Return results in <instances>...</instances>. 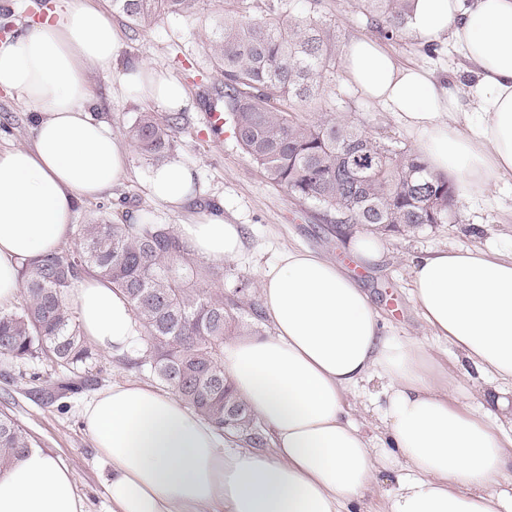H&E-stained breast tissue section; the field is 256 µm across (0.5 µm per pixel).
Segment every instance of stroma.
<instances>
[{
    "label": "stroma",
    "mask_w": 512,
    "mask_h": 512,
    "mask_svg": "<svg viewBox=\"0 0 512 512\" xmlns=\"http://www.w3.org/2000/svg\"><path fill=\"white\" fill-rule=\"evenodd\" d=\"M317 9L335 22L341 44L358 38H376L375 32L367 27L357 0H318ZM223 16L224 0H204L194 14L164 15L145 28L116 17L126 56L170 74L188 93L190 105L181 112V131L172 157L192 171L195 196L175 212L151 199L147 181L153 165L133 148L129 151L127 177L104 197L77 203L75 221L87 223L102 211L120 214L139 209L153 221L175 227L223 205L225 219L242 229L244 249L238 257L224 261V277L218 286L230 297L241 283H248L242 298V314L247 317L251 314L250 302L259 297L263 269L276 262L282 252L311 249L340 263L349 254V238L358 234L359 229L330 223L322 210L299 202L286 189L268 180L239 148L231 132L217 135L207 127L203 99L213 95L222 81L207 47V36ZM380 45L401 64L423 68L438 81L455 83L462 92H470L474 78L463 70V59L449 41L437 42L430 51L423 40L411 35L392 41L384 39ZM90 80L98 99L96 115L108 122L117 135H124L141 113L152 112L160 117L168 114L159 105L125 93L113 78L94 73ZM305 111L312 118L324 112H341L381 136L409 147L415 144L414 135L397 114L365 97L345 80L339 68L328 75L321 97L309 103ZM32 142L29 107L0 92V146L27 147ZM382 240L381 260L361 266L359 284L391 335L419 337L438 368L454 370L455 351L431 336L411 302L409 261L452 246H480L511 253L512 178L461 196L452 223L407 234L387 232ZM144 358L145 346L140 342L119 355L96 351L90 363L88 385L60 397L56 394L58 372L36 360L16 361L0 356V411L15 418L42 451L73 469L86 512H111L112 503L102 484L94 444L80 418L81 405L95 392L115 383H153Z\"/></svg>",
    "instance_id": "stroma-1"
}]
</instances>
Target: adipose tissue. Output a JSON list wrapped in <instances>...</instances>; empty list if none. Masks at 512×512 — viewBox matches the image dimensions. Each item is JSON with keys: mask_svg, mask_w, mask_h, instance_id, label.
Here are the masks:
<instances>
[{"mask_svg": "<svg viewBox=\"0 0 512 512\" xmlns=\"http://www.w3.org/2000/svg\"><path fill=\"white\" fill-rule=\"evenodd\" d=\"M408 29L429 42L449 38L477 76L469 99L366 38L345 48L347 80L400 114L433 173L465 191L512 177V0H412ZM124 51L99 0H55L48 19L0 44V92L30 106L34 132L31 146L0 147V307L20 293V261L68 244L75 202L100 197L127 172L120 138L90 115V73L171 111L188 105L166 73L121 66ZM148 192L181 208L193 175L166 162ZM178 232L207 259L243 250L239 226L219 211ZM410 266L412 301L432 336L456 349L455 373L438 372L420 339L389 336L336 263L284 252L260 280L270 332L224 342V372L267 426L268 449L237 447L153 385L101 389L81 420L105 466L112 512H343L368 498L388 500L389 512H512V255L447 248ZM67 299L105 353L138 337L127 297L110 284L84 278ZM480 379L494 391L459 402L465 383ZM372 380L385 398L386 446L352 419L357 389ZM398 460L411 473L391 494L379 473ZM0 512L85 509L72 469L34 449L0 475Z\"/></svg>", "mask_w": 512, "mask_h": 512, "instance_id": "1", "label": "adipose tissue"}]
</instances>
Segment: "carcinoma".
I'll use <instances>...</instances> for the list:
<instances>
[{
  "label": "carcinoma",
  "mask_w": 512,
  "mask_h": 512,
  "mask_svg": "<svg viewBox=\"0 0 512 512\" xmlns=\"http://www.w3.org/2000/svg\"><path fill=\"white\" fill-rule=\"evenodd\" d=\"M204 0H112V12L146 27L160 16L192 14ZM247 0H224V21L209 42L223 76L216 91L224 119L241 150L272 183L316 205L333 223L370 232H413L446 224L460 190L428 170L416 151L325 112H301L321 95L335 67L336 25L314 7L292 15L268 5L260 19ZM369 27L387 40L408 32L410 0H360ZM179 122L142 113L125 135L149 160L173 149ZM76 244L21 262L20 306L0 310V356L39 359L71 376L61 393L83 384L79 370L92 356L77 312L66 296L86 276L108 282L128 298L147 344L146 363L162 385L218 432L246 445H265L257 418L224 374V340L246 327L240 301L201 285L224 278V267L198 263L167 224H131L101 217L80 224ZM34 440L16 419L0 413V473Z\"/></svg>",
  "instance_id": "cac0c4a2"
}]
</instances>
